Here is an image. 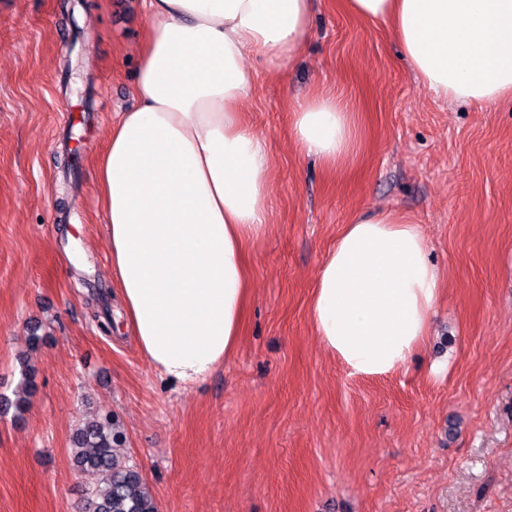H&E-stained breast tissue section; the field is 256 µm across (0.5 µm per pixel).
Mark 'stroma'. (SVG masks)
Returning <instances> with one entry per match:
<instances>
[{
    "instance_id": "stroma-1",
    "label": "stroma",
    "mask_w": 512,
    "mask_h": 512,
    "mask_svg": "<svg viewBox=\"0 0 512 512\" xmlns=\"http://www.w3.org/2000/svg\"><path fill=\"white\" fill-rule=\"evenodd\" d=\"M148 22L144 0H0V512H82L72 437L102 410L159 512H512V101L436 97L339 0H314L289 72L249 56L269 209L238 348L183 387L118 316L95 182ZM336 90L360 144L332 168L291 125L300 97ZM363 209L414 219L444 282L426 348L380 376L349 375L309 312Z\"/></svg>"
}]
</instances>
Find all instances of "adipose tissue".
<instances>
[{
  "mask_svg": "<svg viewBox=\"0 0 512 512\" xmlns=\"http://www.w3.org/2000/svg\"><path fill=\"white\" fill-rule=\"evenodd\" d=\"M389 25L421 85L493 105L512 99V0H344ZM133 84L96 167L112 280L146 361L168 381L205 380L235 353L247 247L263 229L269 154L238 110L257 55L290 70L313 0H146ZM300 151L336 165L356 150L355 108L313 92L292 114ZM418 224L365 211L342 226L310 303L322 347L354 376L396 371L425 345L442 292Z\"/></svg>",
  "mask_w": 512,
  "mask_h": 512,
  "instance_id": "1",
  "label": "adipose tissue"
}]
</instances>
